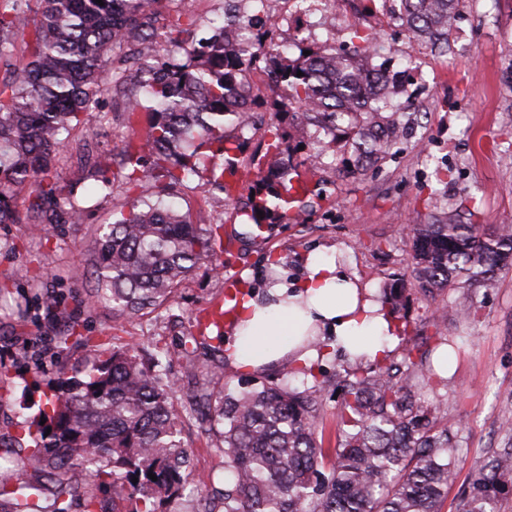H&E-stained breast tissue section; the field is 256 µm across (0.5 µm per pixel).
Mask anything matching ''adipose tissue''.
Masks as SVG:
<instances>
[{
    "mask_svg": "<svg viewBox=\"0 0 512 512\" xmlns=\"http://www.w3.org/2000/svg\"><path fill=\"white\" fill-rule=\"evenodd\" d=\"M306 274L293 285L275 283L250 292L233 318V334L225 347L243 370L279 362L303 367L326 357L334 340L369 354H383L394 344L393 320L380 304L365 298L360 286L337 269L335 261L309 256ZM306 300L299 308L298 300ZM313 336L305 349L301 337Z\"/></svg>",
    "mask_w": 512,
    "mask_h": 512,
    "instance_id": "obj_1",
    "label": "adipose tissue"
}]
</instances>
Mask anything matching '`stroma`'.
<instances>
[{
  "instance_id": "1",
  "label": "stroma",
  "mask_w": 512,
  "mask_h": 512,
  "mask_svg": "<svg viewBox=\"0 0 512 512\" xmlns=\"http://www.w3.org/2000/svg\"><path fill=\"white\" fill-rule=\"evenodd\" d=\"M396 4L378 0L369 13L364 0H287L277 36L293 59L306 48L347 43L354 25L372 34L378 53L369 64L383 68L409 124L402 141L361 171L351 137L342 131L314 165L309 156L319 134L300 113H289L291 174L308 178L313 190L304 221L253 224L242 214L249 187L229 203L207 180L194 179L178 204L193 223L223 224V244L192 270L168 306L130 321L87 303L96 230L111 223L114 207L129 203L118 187L107 196L97 193L87 175L85 154L111 169L131 136L121 99L104 96L102 112L90 113L85 127L73 131L72 148L57 162L61 181L88 208L84 223L55 224L41 236L24 224H0V431L37 413L60 367L84 364L90 343L112 337L140 351L165 349L161 370L183 411L195 377L181 344L195 334L198 315L223 294L225 273L237 275L242 291L261 288L277 257L279 276L291 285L304 276L307 257L321 254L375 294L403 286L408 336L437 326L458 341L436 415L462 427L468 459L500 448L499 421L512 416V268L496 271L495 288L474 292L475 319L452 313L436 324L433 313L455 292L425 294L411 275L408 249L410 227L432 223L440 207L460 214L473 208L476 223L512 228V0H460L442 50L408 37ZM167 10L194 16L197 36L224 23V0H171ZM71 327L77 340L58 351L56 336ZM207 426L205 411H183L180 437L197 472L218 474L222 459Z\"/></svg>"
}]
</instances>
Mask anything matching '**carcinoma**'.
Segmentation results:
<instances>
[{
    "label": "carcinoma",
    "instance_id": "obj_1",
    "mask_svg": "<svg viewBox=\"0 0 512 512\" xmlns=\"http://www.w3.org/2000/svg\"><path fill=\"white\" fill-rule=\"evenodd\" d=\"M170 0H0V224H80L86 208L57 178L56 158L70 131L85 124L109 91L121 95L131 126L145 121V139L130 143L112 177L100 188L124 185L139 193L128 210H113L92 246L96 281L92 304L108 303L118 318L166 305L183 279L221 243L224 225L190 224L167 199L207 172L234 201L238 155L255 129L258 111L270 113L265 155L275 158L273 183L254 188L249 218L261 211L296 223L305 196H288L292 134L279 116L298 106L325 131L312 162L336 143V121H347L364 160L386 157L403 137L397 114L383 115L387 78L368 67L370 37L350 29L349 47L328 46L290 59L275 41L276 0H238L246 37L231 41L225 27L187 42L183 14L166 27L157 15ZM458 0H400L399 21L409 36L448 45ZM35 19L20 29L29 11ZM27 61L14 63L18 47ZM128 49L126 60L106 72L103 58ZM271 75L279 93L254 92L251 74ZM302 76H297V72ZM38 183L25 212L14 206L16 188ZM409 261L421 289L459 293V313H476L471 289L495 287V271L512 265V230L490 232L442 211L434 224L411 228ZM406 299L392 288L381 304L396 316ZM201 342L189 336L182 357L199 369L194 402L209 412L207 432L224 458V486L194 472L177 439L171 385L145 364L134 347L100 343L91 360L59 372L53 393L17 431L0 434V512H164L187 489L197 491L194 512H441L448 477L465 464L461 428L438 422L422 409L424 389L444 381L433 355L448 345L436 332L405 345L390 360L362 352L336 379L341 393L336 419L343 439L328 455L318 440L325 380L302 391L258 381L241 392L217 391V366L201 358ZM46 422H41V419ZM51 432H46V429ZM471 489L459 512H498L512 491V445L472 463ZM85 474L83 486L73 474ZM154 474L157 480L149 478ZM138 482H132V479Z\"/></svg>",
    "mask_w": 512,
    "mask_h": 512
}]
</instances>
